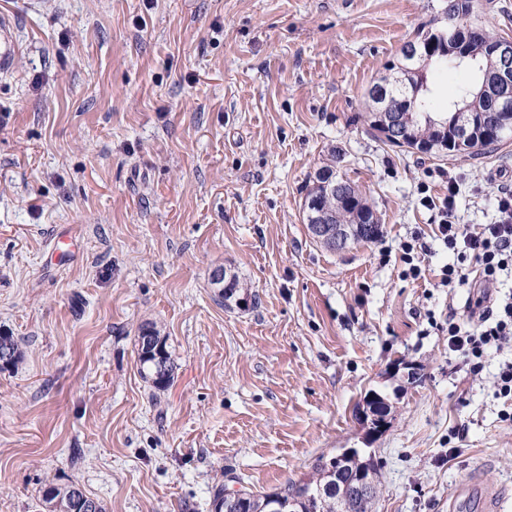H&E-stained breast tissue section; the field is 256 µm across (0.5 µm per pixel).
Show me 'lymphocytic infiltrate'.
Returning <instances> with one entry per match:
<instances>
[{"label": "lymphocytic infiltrate", "mask_w": 512, "mask_h": 512, "mask_svg": "<svg viewBox=\"0 0 512 512\" xmlns=\"http://www.w3.org/2000/svg\"><path fill=\"white\" fill-rule=\"evenodd\" d=\"M456 179H449L448 192L441 199L422 197L423 206L435 211L438 222L434 236L457 262L442 269L440 284L454 288L464 284L461 265L473 260L481 266L480 285L468 309L474 319L471 328L448 325V350L461 357L470 374L482 372L490 351L512 349V297L501 299L492 293L502 275L512 274V184L500 187L493 223L470 228L460 224L456 214Z\"/></svg>", "instance_id": "lymphocytic-infiltrate-1"}]
</instances>
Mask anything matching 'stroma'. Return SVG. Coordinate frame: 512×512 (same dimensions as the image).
<instances>
[{"label":"stroma","instance_id":"obj_1","mask_svg":"<svg viewBox=\"0 0 512 512\" xmlns=\"http://www.w3.org/2000/svg\"><path fill=\"white\" fill-rule=\"evenodd\" d=\"M445 2L0 0L21 47L0 74V332L23 352L0 372V512H36L48 481L107 512H211L225 470L271 492L345 448L376 454L375 512H448L475 476L512 512L500 357L471 376L449 355L470 290L438 287L451 257L419 202L453 175L460 223L493 221L512 139L434 158L361 119ZM326 165L376 209L377 240L311 238ZM418 231L413 280L400 244ZM145 324L174 363L161 394L139 373ZM372 390L392 404L373 439L356 412Z\"/></svg>","mask_w":512,"mask_h":512}]
</instances>
